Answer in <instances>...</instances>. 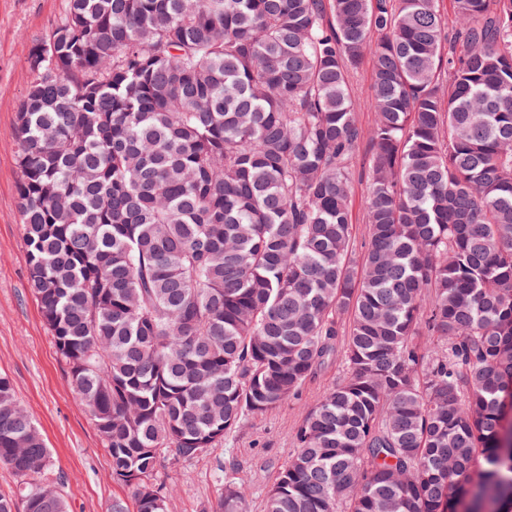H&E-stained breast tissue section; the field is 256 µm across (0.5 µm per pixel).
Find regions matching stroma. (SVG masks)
I'll use <instances>...</instances> for the list:
<instances>
[{
    "label": "stroma",
    "instance_id": "stroma-1",
    "mask_svg": "<svg viewBox=\"0 0 512 512\" xmlns=\"http://www.w3.org/2000/svg\"><path fill=\"white\" fill-rule=\"evenodd\" d=\"M68 0H0V374L34 416L53 454L52 478L68 512H108L113 498H130L112 478L110 457L89 414L71 390L28 287L23 230L17 208L15 113L33 79L28 57L34 44L57 25ZM346 368L331 361L301 388L295 399L249 420L228 448L185 466H166L168 512H212L222 485L217 464L234 461L247 491V512H263L267 490L296 446L305 413Z\"/></svg>",
    "mask_w": 512,
    "mask_h": 512
}]
</instances>
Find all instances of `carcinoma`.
<instances>
[{
    "instance_id": "cac0c4a2",
    "label": "carcinoma",
    "mask_w": 512,
    "mask_h": 512,
    "mask_svg": "<svg viewBox=\"0 0 512 512\" xmlns=\"http://www.w3.org/2000/svg\"><path fill=\"white\" fill-rule=\"evenodd\" d=\"M29 67L28 286L134 512L337 353L264 512H512V0H69ZM0 462L68 512L2 374ZM369 54L370 52L368 51L366 61L352 74L350 79L352 96L360 101L366 99L371 92V63L368 59ZM368 151V145L364 143L354 162V183L351 203L352 222L354 224L356 256L362 257L366 241V212L363 205L364 195L367 191V182L363 171V159Z\"/></svg>"
}]
</instances>
